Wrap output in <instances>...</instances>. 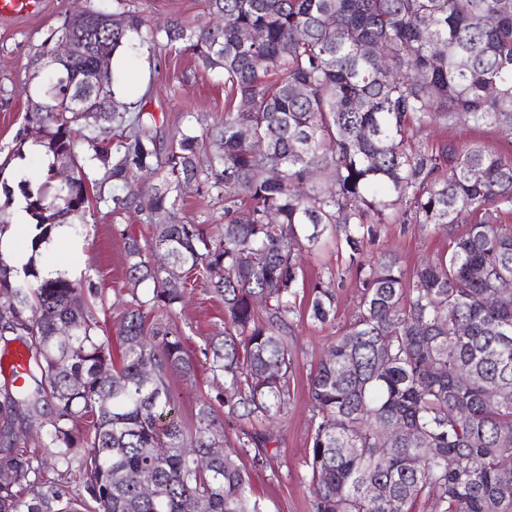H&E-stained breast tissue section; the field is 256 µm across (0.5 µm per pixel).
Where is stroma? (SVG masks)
Instances as JSON below:
<instances>
[{
	"mask_svg": "<svg viewBox=\"0 0 512 512\" xmlns=\"http://www.w3.org/2000/svg\"><path fill=\"white\" fill-rule=\"evenodd\" d=\"M133 4L154 23L176 17L193 25L203 13L202 0H133ZM117 8L116 0H41L34 13L0 18V216L4 219L12 218L13 204L22 197L19 181L25 179L31 186H38L49 163L44 147L38 146L36 137L25 130V114L30 108L27 90L33 84L35 59L58 45L56 32L66 16L87 9L110 13ZM113 70L121 101L143 105L152 113L150 130L160 143H167L177 128L189 122L198 133L210 134L224 118L223 75L204 70L182 45L134 46L120 52ZM414 138L430 143L447 139L462 148L477 143L512 156V143L500 139L489 125L473 128L437 124L415 132ZM176 209L179 217L193 224L214 226L224 221L223 200L198 196L191 187ZM69 221L85 225L86 235L67 236L56 250L40 253V261L55 265L79 262L78 282L102 294L104 308L98 318L103 328H113L130 300L125 288V239L133 236L142 242L151 240L153 228L133 217L112 213L104 202L70 216ZM448 244L449 236L442 231L414 224H386L367 256L373 260L384 252L395 254L410 272L421 261L446 251ZM329 268L343 280L336 312L338 322L343 323L353 315L359 296L354 271L343 256L333 252L303 258L305 281L317 280ZM174 319L183 331L196 370L195 383L179 378L174 381L181 392L182 415L188 418L194 414L200 396L213 398L224 392L223 378L213 376L202 353L206 339L224 331V303L198 287L176 310ZM331 333V327L308 320L298 329L291 398L275 425L280 446L272 458L256 462L253 452L239 448L234 430L226 432L224 448L233 452L248 473L252 494L265 512H313L305 466L311 436L308 384L328 348Z\"/></svg>",
	"mask_w": 512,
	"mask_h": 512,
	"instance_id": "35a3bbf8",
	"label": "stroma"
}]
</instances>
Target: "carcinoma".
<instances>
[{"label": "carcinoma", "instance_id": "obj_1", "mask_svg": "<svg viewBox=\"0 0 512 512\" xmlns=\"http://www.w3.org/2000/svg\"><path fill=\"white\" fill-rule=\"evenodd\" d=\"M211 21L152 27L125 8L95 34L109 56L138 39L184 44L224 74L225 111L215 148L188 126L167 145L132 114L63 112L73 79L98 67L94 51L37 85L27 122L52 154L37 189L20 185L36 219V250L59 219L86 210L90 190L112 213L134 211L155 231L126 245L133 302L103 333L95 288L25 266L0 264V353L29 354L23 382L0 370V512H264L248 475L224 446V420L239 447L269 457L295 367L293 336L307 317L336 331L311 375L306 466L314 512H512V157L481 145L414 143L410 133L489 124L512 139V9L502 0H203ZM261 33L259 42L242 38ZM249 107H234L235 102ZM111 131L113 138L99 139ZM70 155L71 185L53 182ZM329 178L314 181L312 158ZM105 169L100 182L86 169ZM479 176H473V172ZM142 181L138 193L104 185ZM224 199V223L177 219L184 187ZM383 224L465 231L448 252L407 274L384 253L364 258ZM329 243L347 254L360 295L336 324V272L304 282L300 256ZM167 256L156 266L150 255ZM187 272L224 301V335L205 343L224 376V415L203 398L191 421L174 376L195 377L172 317ZM151 287L143 300L138 291ZM119 345L114 361L112 342ZM496 398L486 396L488 387ZM37 421L30 450L13 427ZM401 434L387 448L394 428ZM79 474L74 489L41 472ZM145 484L160 490L146 498ZM383 487L388 498L373 489Z\"/></svg>", "mask_w": 512, "mask_h": 512}]
</instances>
